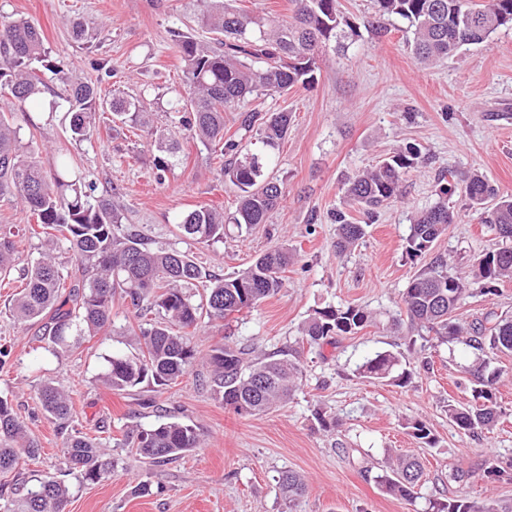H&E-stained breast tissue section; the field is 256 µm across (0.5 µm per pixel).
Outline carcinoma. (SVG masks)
<instances>
[{
	"label": "carcinoma",
	"instance_id": "obj_1",
	"mask_svg": "<svg viewBox=\"0 0 512 512\" xmlns=\"http://www.w3.org/2000/svg\"><path fill=\"white\" fill-rule=\"evenodd\" d=\"M292 15L272 20L233 6L230 0H205L201 23L215 38L197 39L179 27L169 30L182 63V85L171 104L174 123L201 144L215 161L216 174L239 188L235 210L226 213L212 205L184 213L178 228L196 244L210 245L224 238V225L251 230L266 224L283 198L281 184L267 176L271 152L288 135L290 115L246 109L253 95L284 94L307 86L328 52L339 53L361 40L360 27L341 9L339 0H291ZM380 19H398L417 61L433 66L467 45L484 42L502 27L512 26V0H374ZM63 87L59 98L71 115L73 139L90 141L107 121L115 128L144 133L153 152L158 178L179 160L181 147L169 134L153 128L150 113L138 100L118 88L102 92L98 84L75 82L61 60L44 45L41 29L26 19L0 17V91L7 107L0 109V198L17 197L42 229L47 251L24 268V287L15 294L12 310L25 323L39 325L40 341L53 354L81 339L112 327V308L119 301L134 310L141 353L133 358L113 356L103 382L114 392H125L146 380L171 386L183 377L199 352L184 332L197 330L201 320H225L249 310L285 287L284 273L293 260L282 246L260 255L249 267L222 278L207 273L188 253L151 249L136 232L122 224L119 205L110 195L96 194L95 182L71 176L62 160L52 174L22 149L13 125V113L23 112L47 89L44 72ZM240 113L243 138H224V113ZM259 142L265 152L251 148ZM421 149L407 145L376 166L361 170L344 182V197L362 219L338 210L336 253L341 255L365 236V227L380 209L400 196L405 176L423 162ZM461 191L479 223L490 231L508 230L512 240V196L503 197L481 174L461 176L440 188L439 200L419 212L411 224L405 254L414 260L428 251L454 222L448 195ZM76 254L77 275L65 276L51 254L57 236ZM20 260L17 244L0 234V274ZM471 277L491 293L497 284L512 281V246L491 250L479 259ZM200 284L204 295L196 303L184 285ZM467 277L451 271L448 261L435 258L419 269L402 293L404 314L411 333H435L442 340L465 337L475 359L464 368L472 383L474 403L448 404V418L460 429L477 434L492 429L502 413L497 400L500 372L487 353L512 355V317L488 312L465 324L456 312L469 294ZM372 311L357 306H327L314 311L302 327L307 344L322 347L335 336L352 335L373 324ZM242 347L219 343L206 353L211 368L210 387L224 406L243 417L263 415L286 403L301 376L297 356L252 360ZM402 354L378 351L357 367L367 379L397 386L412 383L411 371L401 367ZM45 414L63 436L68 472L96 481L112 470V457L94 440L71 426L73 409L63 391L45 384L38 391ZM195 428L178 420L161 422L125 442L154 464L175 459L200 447ZM39 444L26 436L11 401L0 397V473L19 471L39 455ZM423 474L421 462L401 455L390 471L377 476L389 495L412 500ZM281 493L292 506L307 491L304 479L293 471L278 477ZM19 497L3 505L4 512H64L70 487L62 480L22 475ZM430 512H499L479 506L465 496L429 502Z\"/></svg>",
	"mask_w": 512,
	"mask_h": 512
}]
</instances>
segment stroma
Instances as JSON below:
<instances>
[{
	"label": "stroma",
	"mask_w": 512,
	"mask_h": 512,
	"mask_svg": "<svg viewBox=\"0 0 512 512\" xmlns=\"http://www.w3.org/2000/svg\"><path fill=\"white\" fill-rule=\"evenodd\" d=\"M340 4L362 25L361 41L321 61L310 87L251 102L262 111L292 115L268 168L284 187L280 206L268 223L250 231L225 225L223 241L211 246L192 243L177 228L181 215L198 206L219 205L228 212L235 207L236 188L213 173L202 145L183 140L180 162L160 178L144 136L104 125L92 141L76 142L54 80L17 115L22 144L37 152L43 169L53 171L60 156H69L75 173L90 175L99 191L112 193L123 224L142 234L149 247L189 252L218 277L247 268L277 245L296 253L278 294L191 335L202 352L224 340L258 355L300 349L303 377L293 397L256 417L225 408L206 385L209 367L200 361L177 386L146 382L112 392L101 379L105 356L132 357L141 348L138 337L125 330V305L112 310L113 330L53 355L42 348L36 326L13 315L21 270L0 282V396L11 401L42 447L29 469L69 485L66 512H426L430 500L461 494L478 503L512 505V480L484 474L485 460H512V356L492 360L501 373L502 414L492 430L474 438L448 418L449 403L472 399L463 372L474 358L471 349L432 335L413 343L407 331L390 327L402 309L404 288L422 266L441 256L466 273L502 244L456 193L449 200L456 221L421 257L412 260L404 252L416 213L437 201L448 172L479 173L500 194L512 195V29H500L427 68L405 44L397 21L372 27V0ZM203 8L202 0H0V14L41 27L46 48L62 57L74 77L96 81L92 58L110 59L115 73L105 88L117 86L145 100L155 126L165 131L173 127L171 102L181 75L168 30L178 26L205 38L197 24ZM77 21L97 26L92 43L74 38ZM408 144L421 147L425 164L410 173L402 198L382 210L365 238L337 254L331 213L344 204L346 177ZM34 222L20 202L0 199V233L14 234L27 261L42 250L41 238L29 230ZM328 305L367 308L376 322L337 337L335 345L309 347L300 329L314 310ZM489 311L512 315V282L491 294L472 285L457 315L471 321ZM382 350L416 364L412 384L398 387L357 375V367ZM46 382L69 394L78 429L111 444L114 467L100 482L82 484L67 474L62 439L38 401ZM319 407L335 415L336 429L318 426L313 412ZM171 417L193 425L201 447L156 467L113 444ZM415 419L430 427L433 445L411 436L408 424ZM401 454L415 455L424 466L413 501L385 493L376 481ZM456 468L469 472V479L454 481ZM285 470L302 474L309 486L292 506L277 486ZM145 481L152 492L142 496L136 488Z\"/></svg>",
	"instance_id": "1"
}]
</instances>
